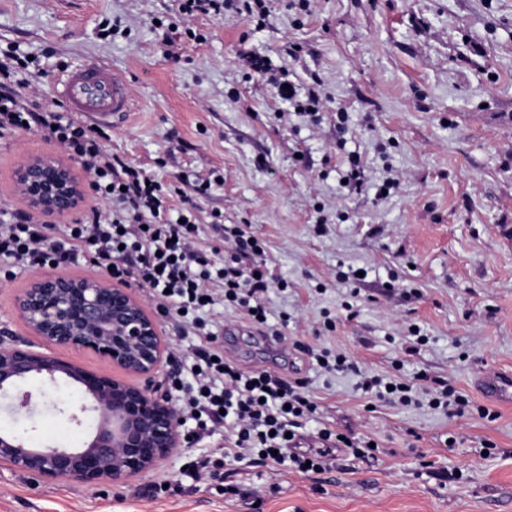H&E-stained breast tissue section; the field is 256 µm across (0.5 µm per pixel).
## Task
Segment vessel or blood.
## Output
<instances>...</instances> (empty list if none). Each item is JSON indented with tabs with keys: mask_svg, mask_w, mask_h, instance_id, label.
<instances>
[{
	"mask_svg": "<svg viewBox=\"0 0 512 512\" xmlns=\"http://www.w3.org/2000/svg\"><path fill=\"white\" fill-rule=\"evenodd\" d=\"M56 93L70 112L99 125H118L133 109L126 79L101 63L64 70L56 83ZM474 381L484 399L512 408V370L484 368L476 373Z\"/></svg>",
	"mask_w": 512,
	"mask_h": 512,
	"instance_id": "b4317fda",
	"label": "vessel or blood"
}]
</instances>
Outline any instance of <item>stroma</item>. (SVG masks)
Instances as JSON below:
<instances>
[{"mask_svg": "<svg viewBox=\"0 0 512 512\" xmlns=\"http://www.w3.org/2000/svg\"><path fill=\"white\" fill-rule=\"evenodd\" d=\"M269 8L259 27L230 12L185 20L175 0H0V45L37 57L33 95L54 97L57 76L86 62L128 81L133 110L111 129L112 153L198 204L212 259H224V225L239 224L266 241L271 271L288 283L269 291L264 328L212 306L215 347L242 371L304 382L318 404L304 449L330 426L373 437L376 460L308 475L228 461L224 483L238 492L221 494L191 465L224 433L197 437L189 419L165 465L120 485L45 483L0 464V512H512V409L493 421L459 417L360 388L367 376L422 374L425 387L447 382L480 405L475 372L512 369V0H311L304 13L270 0ZM106 23L116 27L107 38ZM186 27L204 42L176 37ZM169 38L176 65L162 54ZM242 51L269 55L300 86L317 84L318 118L240 69ZM61 152L38 133L1 136L0 210L27 207L13 184L21 156ZM352 155L365 170L359 194L341 183ZM214 173L223 183H210ZM389 179L396 188L379 197ZM351 268L365 273L354 287L337 277ZM42 273L0 277V331L30 338L14 301ZM329 318L335 331L323 329ZM158 320L174 355L158 379L178 400L206 339ZM322 347L350 356L357 372L321 370L311 352ZM28 389L35 410L0 412V431L72 448L92 438L95 415L79 424L67 415L82 401L79 386Z\"/></svg>", "mask_w": 512, "mask_h": 512, "instance_id": "obj_1", "label": "stroma"}]
</instances>
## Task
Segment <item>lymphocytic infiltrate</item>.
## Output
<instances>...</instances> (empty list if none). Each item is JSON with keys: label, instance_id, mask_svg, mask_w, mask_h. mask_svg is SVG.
<instances>
[{"label": "lymphocytic infiltrate", "instance_id": "lymphocytic-infiltrate-1", "mask_svg": "<svg viewBox=\"0 0 512 512\" xmlns=\"http://www.w3.org/2000/svg\"><path fill=\"white\" fill-rule=\"evenodd\" d=\"M179 13L223 16L234 11L265 22V0H177ZM239 60L249 72L266 77L294 111L320 109L316 87L306 95L286 87L283 75L268 57L243 52ZM29 61L17 51L0 56V135L23 129L47 134L73 154L91 178L99 203L68 227L66 240L55 239L45 225L24 212L11 213L0 223V257L12 267L60 266L76 254L87 253L94 267L104 269L120 283L134 282L145 290L156 308L170 316L181 334L201 335L207 326L201 312L212 297L246 315L251 323L267 316L265 297L274 282L257 258L264 244L236 224L224 228V262L215 266L196 246L198 224L192 210L173 211L168 195L157 181L118 155L106 143L107 130L75 118L54 99L25 97ZM194 384L183 401V411L202 414L200 434L223 427L224 445L218 458L195 461L196 470L221 482L225 460L255 461L270 470L280 467L300 474L335 468L338 452L357 459L372 455L366 435L320 428L321 448L301 450L304 430L318 404L301 382L289 381L264 369L241 371L200 346L194 353Z\"/></svg>", "mask_w": 512, "mask_h": 512}]
</instances>
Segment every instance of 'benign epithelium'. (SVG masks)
Instances as JSON below:
<instances>
[{
    "label": "benign epithelium",
    "mask_w": 512,
    "mask_h": 512,
    "mask_svg": "<svg viewBox=\"0 0 512 512\" xmlns=\"http://www.w3.org/2000/svg\"><path fill=\"white\" fill-rule=\"evenodd\" d=\"M15 189L46 223L76 210L87 189L71 166L52 155L26 154L15 169ZM15 311L33 335L59 350L91 352L122 372L96 375L34 349L24 338L0 336V392H16V414L32 410L23 386L38 380L82 387L83 404L98 414L100 426L83 448L28 441L0 431V462L44 481L70 479L87 485L119 484L157 469L178 451L181 422L169 391L155 382L169 352L157 318L127 288L104 273L71 277L47 272L15 298Z\"/></svg>",
    "instance_id": "7a95c632"
}]
</instances>
